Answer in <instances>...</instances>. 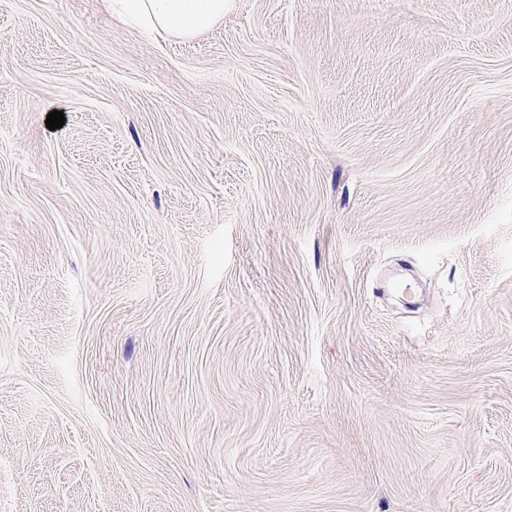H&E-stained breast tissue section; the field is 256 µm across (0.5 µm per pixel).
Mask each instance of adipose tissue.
<instances>
[{"label": "adipose tissue", "instance_id": "obj_1", "mask_svg": "<svg viewBox=\"0 0 512 512\" xmlns=\"http://www.w3.org/2000/svg\"><path fill=\"white\" fill-rule=\"evenodd\" d=\"M226 0H115L125 20L189 40L224 18Z\"/></svg>", "mask_w": 512, "mask_h": 512}]
</instances>
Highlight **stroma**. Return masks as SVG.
Listing matches in <instances>:
<instances>
[{"label": "stroma", "instance_id": "obj_1", "mask_svg": "<svg viewBox=\"0 0 512 512\" xmlns=\"http://www.w3.org/2000/svg\"><path fill=\"white\" fill-rule=\"evenodd\" d=\"M0 512H512V0H0ZM227 0H115L125 20L189 40L224 19Z\"/></svg>", "mask_w": 512, "mask_h": 512}]
</instances>
